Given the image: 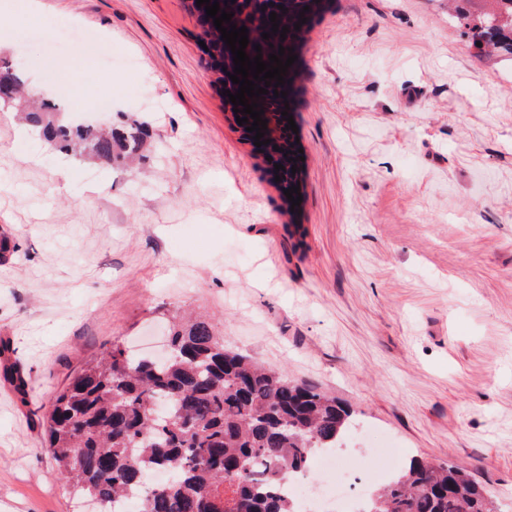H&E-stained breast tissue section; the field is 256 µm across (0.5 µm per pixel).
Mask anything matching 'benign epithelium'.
<instances>
[{"label": "benign epithelium", "mask_w": 512, "mask_h": 512, "mask_svg": "<svg viewBox=\"0 0 512 512\" xmlns=\"http://www.w3.org/2000/svg\"><path fill=\"white\" fill-rule=\"evenodd\" d=\"M219 8L227 13H234L231 17V23H222L225 28H230V24H235L236 27L242 26L248 29L249 43L245 48V53L249 58H254L257 54H262V61L269 62L268 55L279 54V47H284V55L281 60H287V57L292 55V50L296 49L300 39L303 36V29L306 24H301V29H295L296 20L292 19L294 16L293 9H303L306 6L312 5L310 0H218ZM277 13L276 22L279 26L287 27L288 32L277 31L272 33V22H270V13ZM270 34V38L263 39L262 34ZM286 34V38H281L280 34ZM261 46V52H256L255 45ZM221 66L225 67V71L221 72V85L224 90H231V93H236L240 85L232 83L229 75L234 73L233 54L228 45H223V57L220 59ZM259 87H265L268 93L262 94L258 97L247 98V103H258L262 105L264 114L261 118L266 120L267 130L264 131L263 139H273L280 135V122L279 112L284 109V97L274 96V91H288V85H277V80H271L270 86H265V82L257 83Z\"/></svg>", "instance_id": "7a95c632"}]
</instances>
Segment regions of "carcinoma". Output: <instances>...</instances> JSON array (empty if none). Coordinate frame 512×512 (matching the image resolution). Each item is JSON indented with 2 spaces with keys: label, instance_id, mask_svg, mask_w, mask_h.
Masks as SVG:
<instances>
[{
  "label": "carcinoma",
  "instance_id": "cac0c4a2",
  "mask_svg": "<svg viewBox=\"0 0 512 512\" xmlns=\"http://www.w3.org/2000/svg\"><path fill=\"white\" fill-rule=\"evenodd\" d=\"M469 28L479 49L512 56V36L495 21L512 0ZM44 103L28 120L54 144L105 164L135 155L146 126L97 131L65 123ZM169 338L177 354L140 357L114 343L81 368L45 414V449L74 495L95 498L99 512L133 493L138 512H297L281 491L307 473L315 451L338 448L350 408L327 392L269 371L224 345L218 324L179 319ZM163 484L148 482L155 470ZM363 512H502L485 486L447 462L413 458Z\"/></svg>",
  "mask_w": 512,
  "mask_h": 512
}]
</instances>
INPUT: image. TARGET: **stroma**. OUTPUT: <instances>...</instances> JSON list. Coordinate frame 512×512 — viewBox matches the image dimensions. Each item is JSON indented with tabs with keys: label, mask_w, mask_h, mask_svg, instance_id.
<instances>
[{
	"label": "stroma",
	"mask_w": 512,
	"mask_h": 512,
	"mask_svg": "<svg viewBox=\"0 0 512 512\" xmlns=\"http://www.w3.org/2000/svg\"><path fill=\"white\" fill-rule=\"evenodd\" d=\"M192 0H0V62L68 121L146 125L129 171L0 101V512H94L44 453L87 362L192 309L234 350L344 402L394 475L450 462L512 512V57L448 0H331L299 44L302 202L224 103ZM110 94L112 109L93 111Z\"/></svg>",
	"instance_id": "stroma-1"
}]
</instances>
